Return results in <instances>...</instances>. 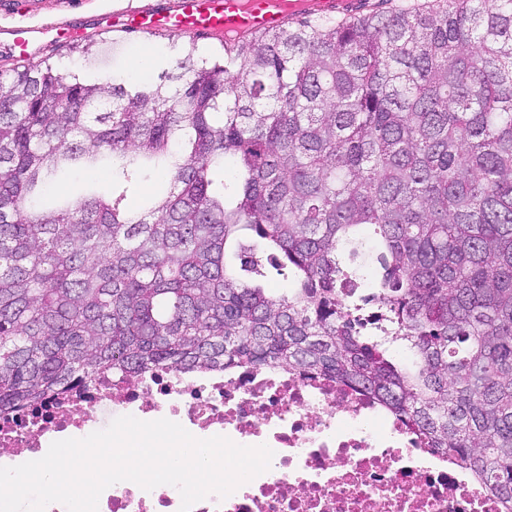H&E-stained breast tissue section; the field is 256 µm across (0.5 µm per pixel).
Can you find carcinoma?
I'll return each instance as SVG.
<instances>
[{
	"label": "carcinoma",
	"instance_id": "obj_1",
	"mask_svg": "<svg viewBox=\"0 0 512 512\" xmlns=\"http://www.w3.org/2000/svg\"><path fill=\"white\" fill-rule=\"evenodd\" d=\"M221 46L156 83L0 75V412L117 373L302 370L512 512V0ZM104 160L108 194L38 205L57 169ZM152 166L168 188L132 211ZM261 249L288 293L263 287ZM366 249L370 278L343 262Z\"/></svg>",
	"mask_w": 512,
	"mask_h": 512
}]
</instances>
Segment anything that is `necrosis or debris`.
I'll list each match as a JSON object with an SVG mask.
<instances>
[{"label": "necrosis or debris", "instance_id": "1", "mask_svg": "<svg viewBox=\"0 0 512 512\" xmlns=\"http://www.w3.org/2000/svg\"><path fill=\"white\" fill-rule=\"evenodd\" d=\"M165 418L192 435L268 445V471L191 512H503L459 460L431 452L376 400L336 380L280 369L109 377L0 413V447H41L45 435L86 437L82 413ZM177 488L112 486L98 512H179Z\"/></svg>", "mask_w": 512, "mask_h": 512}]
</instances>
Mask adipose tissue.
I'll use <instances>...</instances> for the list:
<instances>
[{
  "label": "adipose tissue",
  "instance_id": "obj_1",
  "mask_svg": "<svg viewBox=\"0 0 512 512\" xmlns=\"http://www.w3.org/2000/svg\"><path fill=\"white\" fill-rule=\"evenodd\" d=\"M21 458L24 470L19 477L0 480V503L7 512H29L35 499L55 501L66 487L83 479L87 467L66 451L34 454L25 449Z\"/></svg>",
  "mask_w": 512,
  "mask_h": 512
}]
</instances>
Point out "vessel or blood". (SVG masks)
<instances>
[{"label": "vessel or blood", "mask_w": 512, "mask_h": 512, "mask_svg": "<svg viewBox=\"0 0 512 512\" xmlns=\"http://www.w3.org/2000/svg\"><path fill=\"white\" fill-rule=\"evenodd\" d=\"M350 7V0H144L134 9L104 16L101 24L135 35L187 31L219 38L272 29L302 12L345 15ZM86 33L85 21L69 18L54 25L13 28L6 31L0 45L22 55L60 39H81Z\"/></svg>", "instance_id": "vessel-or-blood-1"}]
</instances>
